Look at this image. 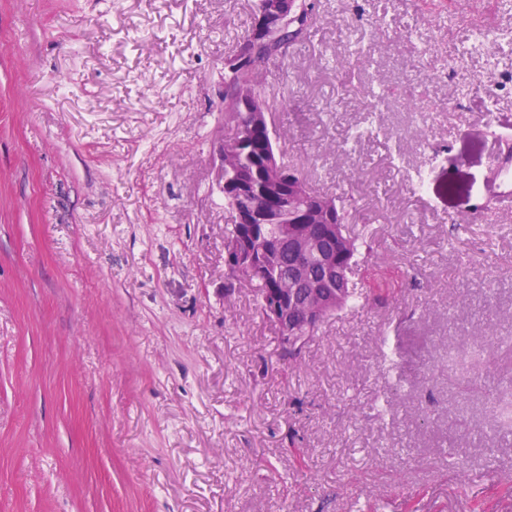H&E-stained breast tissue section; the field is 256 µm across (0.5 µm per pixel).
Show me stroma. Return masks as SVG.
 <instances>
[{"label": "stroma", "instance_id": "1", "mask_svg": "<svg viewBox=\"0 0 512 512\" xmlns=\"http://www.w3.org/2000/svg\"><path fill=\"white\" fill-rule=\"evenodd\" d=\"M446 3L317 0L266 70L288 157L370 245L289 363L254 288L224 291L253 0H0V512H512L486 381L512 376V45L471 49L512 11L460 0L448 32Z\"/></svg>", "mask_w": 512, "mask_h": 512}]
</instances>
